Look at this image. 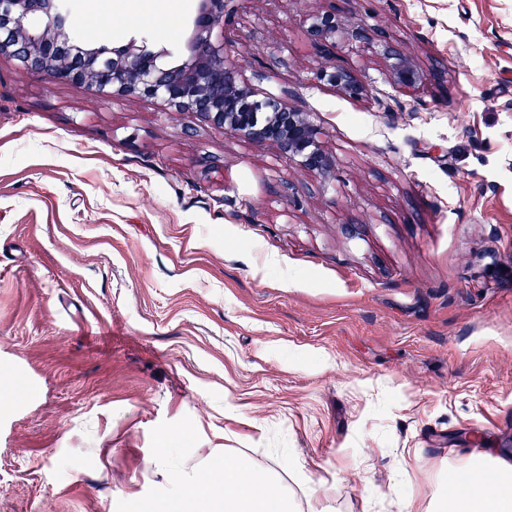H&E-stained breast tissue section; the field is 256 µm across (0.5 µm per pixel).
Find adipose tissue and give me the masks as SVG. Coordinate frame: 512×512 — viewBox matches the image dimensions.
<instances>
[{"label":"adipose tissue","instance_id":"adipose-tissue-1","mask_svg":"<svg viewBox=\"0 0 512 512\" xmlns=\"http://www.w3.org/2000/svg\"><path fill=\"white\" fill-rule=\"evenodd\" d=\"M184 436L172 432L147 461L167 485L153 512H332L324 483H306L298 496L285 489L271 492L277 470L224 448L212 449L203 461L213 477L198 478L183 461ZM428 512H512V464L498 460L457 470L454 480L433 494Z\"/></svg>","mask_w":512,"mask_h":512}]
</instances>
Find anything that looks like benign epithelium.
<instances>
[{
  "instance_id": "7a95c632",
  "label": "benign epithelium",
  "mask_w": 512,
  "mask_h": 512,
  "mask_svg": "<svg viewBox=\"0 0 512 512\" xmlns=\"http://www.w3.org/2000/svg\"><path fill=\"white\" fill-rule=\"evenodd\" d=\"M245 0H199L192 33L180 62L166 63L168 53L130 41L110 48L94 44L77 31L65 0H0V53L53 82L80 83L93 94L160 98L177 112H196L220 129L232 130L258 144H273L308 172L323 175L334 160L319 147V129L306 113L274 95L259 100L240 81L227 54L238 42L235 16ZM306 33L313 44L335 46L336 13L314 16ZM393 80L413 85L421 74L398 60ZM316 79L357 97L365 86L348 69H320Z\"/></svg>"
}]
</instances>
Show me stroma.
<instances>
[{"label":"stroma","mask_w":512,"mask_h":512,"mask_svg":"<svg viewBox=\"0 0 512 512\" xmlns=\"http://www.w3.org/2000/svg\"><path fill=\"white\" fill-rule=\"evenodd\" d=\"M198 6L68 2L82 35L174 59ZM330 9L322 52L303 22ZM238 22L242 78L309 113L326 176L0 53V512H150L179 428L192 466L290 458L281 485L326 480L335 512L423 508L512 434V0H247ZM334 63L366 96L315 82Z\"/></svg>","instance_id":"1"}]
</instances>
